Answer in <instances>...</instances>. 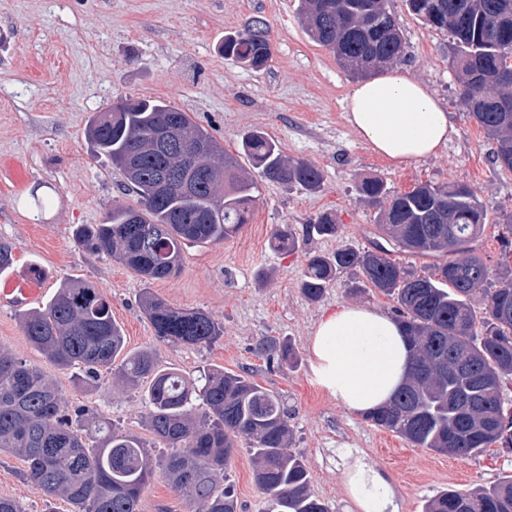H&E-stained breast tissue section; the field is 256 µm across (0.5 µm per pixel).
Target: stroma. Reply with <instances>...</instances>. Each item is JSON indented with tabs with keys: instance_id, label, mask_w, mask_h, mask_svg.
Masks as SVG:
<instances>
[{
	"instance_id": "obj_1",
	"label": "stroma",
	"mask_w": 512,
	"mask_h": 512,
	"mask_svg": "<svg viewBox=\"0 0 512 512\" xmlns=\"http://www.w3.org/2000/svg\"><path fill=\"white\" fill-rule=\"evenodd\" d=\"M296 6L297 0H0V240L13 246V275L28 277L33 264L44 271L30 302L0 301V348L40 367L70 406L96 410L144 439L159 462L166 449L144 423L147 385L83 389L75 370L50 364L23 334L25 313L44 307L66 279H85L109 300L128 349L154 347L160 366L191 375L213 366L247 372L286 397L292 449L306 461L310 491L329 512H349L345 473L359 460L389 479L401 512H423L440 491L479 490L512 475V452L492 447L462 459L413 447L319 386L309 340L322 312L358 305L389 313L394 302L349 270L337 274L320 301H308L300 288L305 255L368 247L378 211L358 200L355 185L373 175L395 194L425 182L475 187L487 213L481 253L490 264L512 266L496 222L502 210H512V172L492 162V142L458 100L448 32L427 25L406 0H387L407 46L401 70L434 92L454 129L435 156L398 168L348 125L345 99L356 80L302 28ZM256 17L267 22L272 43V57L258 72L221 50L225 34ZM129 96L189 112L234 156L248 133L263 130L286 156L317 166L322 186L308 192L260 183L240 232L218 245L185 248L179 277L144 283L73 238L76 225L101 223L113 203L136 201L120 171L94 157L84 136L93 113ZM326 211L341 226L338 236L305 238L306 224ZM281 224L300 235L299 252L276 251L273 234ZM146 288L173 306L210 313L223 322V336L209 346L157 342L139 307ZM267 337L290 344L288 365L274 367L257 351ZM23 469L19 459L0 455V496L15 498L24 512H70L65 502L34 490ZM253 469L247 448H237L227 483L240 512L267 509Z\"/></svg>"
}]
</instances>
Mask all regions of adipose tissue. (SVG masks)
I'll use <instances>...</instances> for the list:
<instances>
[{"label":"adipose tissue","instance_id":"1","mask_svg":"<svg viewBox=\"0 0 512 512\" xmlns=\"http://www.w3.org/2000/svg\"><path fill=\"white\" fill-rule=\"evenodd\" d=\"M345 118L372 152L402 167L435 155L453 133L435 95L413 77L392 70L352 89ZM310 351L317 383L355 412L389 402L410 366L398 324L370 307L344 306L322 316ZM345 484L357 512H400L389 481L366 463L355 462Z\"/></svg>","mask_w":512,"mask_h":512}]
</instances>
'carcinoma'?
Instances as JSON below:
<instances>
[{"label": "carcinoma", "instance_id": "carcinoma-1", "mask_svg": "<svg viewBox=\"0 0 512 512\" xmlns=\"http://www.w3.org/2000/svg\"><path fill=\"white\" fill-rule=\"evenodd\" d=\"M413 14L451 34L450 65L459 76L461 101L495 143L493 162L512 171V0H408ZM307 33L333 53L354 77L400 63L406 56L386 0H299ZM224 56L261 69L271 59L269 30L261 19L224 37ZM173 129L185 145L204 147L196 171L209 177L183 193L159 189L161 175L180 166L172 147L152 140ZM86 134L97 154L122 171L138 206L115 204L100 224H79L74 240L104 254L145 282L174 279L184 249L218 245L248 221L258 184L238 159L188 113L161 99L133 98L115 114L96 112ZM260 179L320 188L313 164L285 156L267 133L242 142ZM360 201L380 209L376 240L367 249L345 246L310 253L301 283L310 301L322 298L335 275L359 273L396 300L395 318L412 358L408 378L386 405L365 413L373 425L401 435L413 447L468 458L496 445L512 450V409L502 383L512 378V269L494 268L480 253L486 226L476 188L421 183L392 194L383 180L355 186ZM335 216L323 213L307 235L333 238ZM276 247L295 252L289 227L275 232ZM438 259L434 273L417 275L393 262L388 247ZM480 302V309L474 303ZM139 307L157 341L210 345L224 334L221 321L198 309L169 305L144 291ZM29 345L60 369L82 371L78 385L149 382L146 423L169 452L160 469L192 512H238L224 485L238 440L249 447L256 485L268 512H328L310 492V471L291 450L290 411L283 396L253 377L209 368L199 378L159 366L151 346L126 350L108 300L83 279L64 282L44 307L23 315ZM279 363L292 359L286 343L261 344ZM20 457L22 476L40 494L77 512H140L155 468L147 444L111 420L72 408L57 384L26 360L0 350V453ZM424 512H512V475L480 492L443 491Z\"/></svg>", "mask_w": 512, "mask_h": 512}]
</instances>
